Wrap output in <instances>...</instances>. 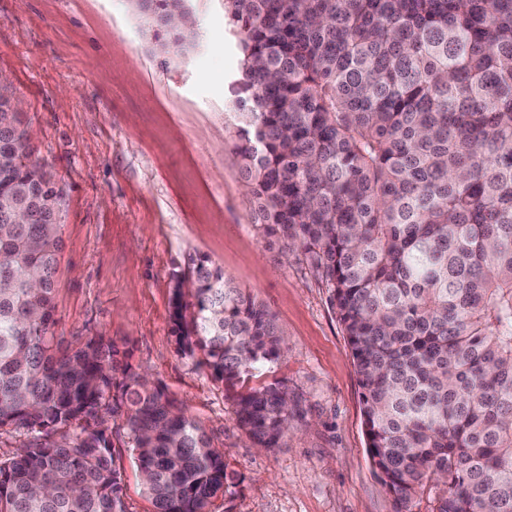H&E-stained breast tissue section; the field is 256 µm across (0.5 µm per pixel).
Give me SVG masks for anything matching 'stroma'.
I'll return each instance as SVG.
<instances>
[{
	"mask_svg": "<svg viewBox=\"0 0 512 512\" xmlns=\"http://www.w3.org/2000/svg\"><path fill=\"white\" fill-rule=\"evenodd\" d=\"M191 5L197 42L176 55L156 47L132 0H0V71L24 103L35 160L63 190L55 333L124 345L186 403L243 477L212 512H393L330 292L252 222L224 0ZM201 258L266 306L285 342L260 376L286 381L300 401L279 447H253L223 384L178 352L173 274Z\"/></svg>",
	"mask_w": 512,
	"mask_h": 512,
	"instance_id": "stroma-1",
	"label": "stroma"
}]
</instances>
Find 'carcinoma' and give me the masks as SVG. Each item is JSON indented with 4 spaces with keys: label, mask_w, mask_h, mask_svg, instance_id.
I'll return each mask as SVG.
<instances>
[{
    "label": "carcinoma",
    "mask_w": 512,
    "mask_h": 512,
    "mask_svg": "<svg viewBox=\"0 0 512 512\" xmlns=\"http://www.w3.org/2000/svg\"><path fill=\"white\" fill-rule=\"evenodd\" d=\"M178 53L190 0H133ZM240 51L234 150L254 225L299 250L344 327L368 452L394 512H512V0H224ZM0 512H126L113 442L153 512L234 494L186 405L102 336L63 346L54 283L62 190L1 93ZM29 220L13 224L12 209ZM178 284L182 355L218 381L257 448L299 412L269 310L201 259ZM81 425L78 433L67 428Z\"/></svg>",
    "instance_id": "obj_1"
}]
</instances>
